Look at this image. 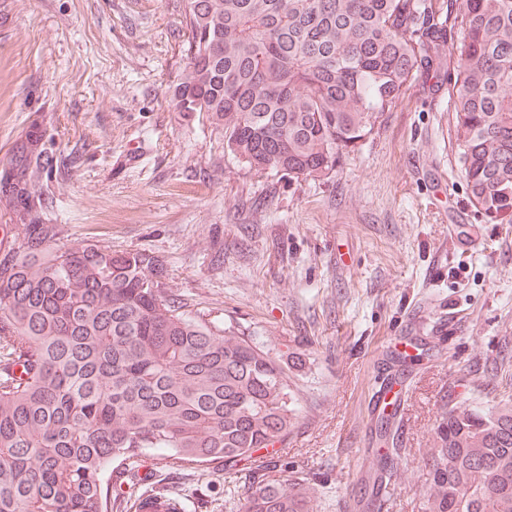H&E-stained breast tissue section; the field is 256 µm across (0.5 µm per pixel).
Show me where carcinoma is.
<instances>
[{
    "label": "carcinoma",
    "mask_w": 512,
    "mask_h": 512,
    "mask_svg": "<svg viewBox=\"0 0 512 512\" xmlns=\"http://www.w3.org/2000/svg\"><path fill=\"white\" fill-rule=\"evenodd\" d=\"M183 23L172 106L224 127L251 169L328 177L431 72L471 203L512 223V0H187ZM51 168L29 139L0 175L17 214L0 249V512H116L142 468L252 472L294 425L285 369L186 313L154 253L56 247L37 190ZM436 435L427 512H512V405L451 407ZM250 485L242 512H314L301 485Z\"/></svg>",
    "instance_id": "obj_1"
}]
</instances>
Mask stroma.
I'll use <instances>...</instances> for the list:
<instances>
[{"label": "stroma", "instance_id": "obj_1", "mask_svg": "<svg viewBox=\"0 0 512 512\" xmlns=\"http://www.w3.org/2000/svg\"><path fill=\"white\" fill-rule=\"evenodd\" d=\"M184 0H0V172L28 136L52 156L44 217L58 241L159 256L187 311L235 327L288 375L295 426L254 458L314 488L317 512H426L446 406L512 404V223L470 202L448 91L416 76L321 181L250 170L205 116L173 111ZM411 345L402 414L373 418ZM387 447L373 498L371 449ZM220 463L152 486L240 512Z\"/></svg>", "mask_w": 512, "mask_h": 512}]
</instances>
